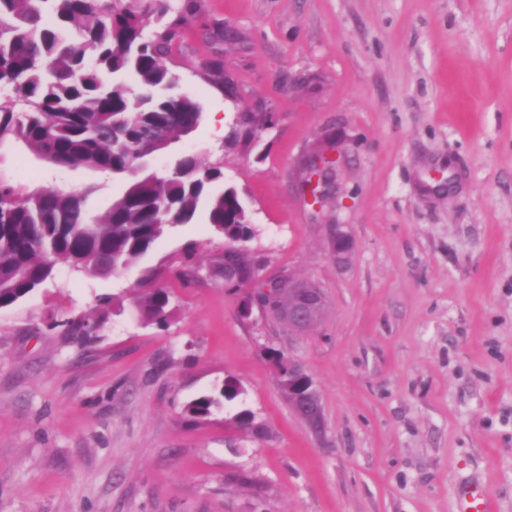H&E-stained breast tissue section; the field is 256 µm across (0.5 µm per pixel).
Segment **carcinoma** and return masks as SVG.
<instances>
[{
	"instance_id": "1",
	"label": "carcinoma",
	"mask_w": 512,
	"mask_h": 512,
	"mask_svg": "<svg viewBox=\"0 0 512 512\" xmlns=\"http://www.w3.org/2000/svg\"><path fill=\"white\" fill-rule=\"evenodd\" d=\"M194 10L171 0H0V150L128 178L96 215L93 185L30 188L0 173V309L52 278L60 261L93 276L120 271L169 226L191 223L202 203L228 247L251 238L236 189L211 191L221 168L184 155L167 173L150 171L157 139L171 144L202 123L200 104L178 91L169 66ZM169 305L164 289H144L147 322L167 325ZM218 404L200 397L185 413L203 418Z\"/></svg>"
}]
</instances>
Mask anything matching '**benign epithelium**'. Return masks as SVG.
<instances>
[{"mask_svg":"<svg viewBox=\"0 0 512 512\" xmlns=\"http://www.w3.org/2000/svg\"><path fill=\"white\" fill-rule=\"evenodd\" d=\"M340 142L339 134L328 132L322 137L323 149L310 154L305 162V185L315 198L326 196L332 186L333 178H324L321 173V161L330 159L326 152ZM330 254L338 265L349 263L355 242L351 236L336 225L330 238ZM260 271L258 260H252L246 275L237 279L232 287L241 291L238 315L241 320H249L254 310L277 321H284L298 332L306 331L319 319L324 308V295L313 283L288 273L271 281L265 288H250L248 284L257 280ZM288 370V402L313 430L323 431V414L314 380L306 366L298 360L288 358L277 365L278 379H283L281 369Z\"/></svg>","mask_w":512,"mask_h":512,"instance_id":"7a95c632","label":"benign epithelium"}]
</instances>
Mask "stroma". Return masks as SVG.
I'll return each mask as SVG.
<instances>
[{"label":"stroma","instance_id":"obj_1","mask_svg":"<svg viewBox=\"0 0 512 512\" xmlns=\"http://www.w3.org/2000/svg\"><path fill=\"white\" fill-rule=\"evenodd\" d=\"M189 1L172 68L205 118L157 164L221 162L261 280L316 283L323 316L243 323L201 211L112 275L59 263L0 309V512H459L472 484L512 512V0H174ZM212 59L236 98L205 79ZM240 112L268 119L239 138ZM328 130L344 143L316 201L301 163ZM0 168L95 185L96 213L125 187L19 148ZM336 224L356 244L344 267ZM149 274L171 296L164 328L137 305ZM103 311L96 336L67 335ZM271 349L309 369L323 434ZM230 376L244 393L227 401ZM202 396L218 407L189 419Z\"/></svg>","mask_w":512,"mask_h":512}]
</instances>
